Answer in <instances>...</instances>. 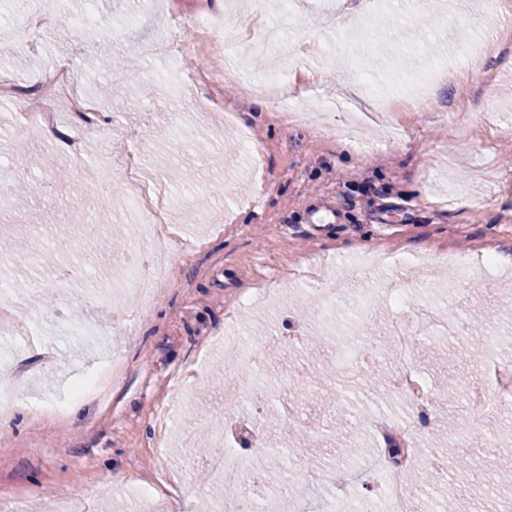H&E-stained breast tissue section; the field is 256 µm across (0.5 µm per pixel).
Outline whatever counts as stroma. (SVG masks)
I'll return each mask as SVG.
<instances>
[{"label":"stroma","instance_id":"1","mask_svg":"<svg viewBox=\"0 0 512 512\" xmlns=\"http://www.w3.org/2000/svg\"><path fill=\"white\" fill-rule=\"evenodd\" d=\"M333 11L267 15L260 0H0V77L22 87L57 60L70 64L78 90L103 110L83 134L80 165L66 135L32 132L12 100L0 98V176L11 206L0 209V288L26 295L48 284L29 341L11 346L4 376L18 400L0 414V500L24 512H141L127 489L153 492L156 512H234V498L204 481L213 436L228 413L250 416L242 374L268 385L258 428L277 457L274 502L283 479L304 492L288 512H330L364 498L387 512L381 450L417 413L388 386L394 353L362 358L337 373L342 352L360 349L366 328L407 320L426 304L447 312L452 334L420 337L410 355L429 386L449 380L453 399L436 398L420 456L404 472L430 512L454 499L459 512H498L512 500V409L471 411L487 362L512 364V294L496 281H465L459 267L480 252L512 257V0H334ZM211 20L209 51L248 55L224 73L229 111H200L208 86L192 79L197 58L177 48L197 18ZM294 48L301 76H289L282 103L258 105L235 90L262 77L275 54H249L263 27ZM481 56L473 69V56ZM438 62L431 104L376 112L362 82L388 68L414 75ZM182 124L186 137L157 141ZM134 156L155 196L172 202L177 236L168 263L138 265L150 292L123 290L126 237L146 218L120 210L124 186L102 187L105 164ZM330 206L324 223L311 212ZM73 225L60 236L64 225ZM38 241L43 252L30 250ZM420 256L423 279L394 265L360 269L362 253ZM110 308L89 310L94 289ZM403 289L404 307L390 291ZM335 293L333 312H308V299ZM363 295L355 311L348 300ZM487 349L474 350V313ZM94 320L98 335L71 334ZM293 390L291 415L279 398ZM494 438H460L465 424ZM359 454L340 460V442ZM432 470L433 482L418 473Z\"/></svg>","mask_w":512,"mask_h":512}]
</instances>
